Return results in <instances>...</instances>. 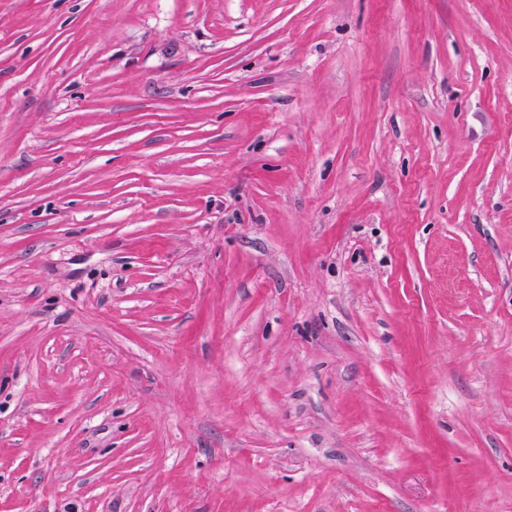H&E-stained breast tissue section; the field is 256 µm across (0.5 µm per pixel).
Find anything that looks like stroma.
<instances>
[{"label": "stroma", "mask_w": 512, "mask_h": 512, "mask_svg": "<svg viewBox=\"0 0 512 512\" xmlns=\"http://www.w3.org/2000/svg\"><path fill=\"white\" fill-rule=\"evenodd\" d=\"M0 512H512V0H0Z\"/></svg>", "instance_id": "obj_1"}]
</instances>
